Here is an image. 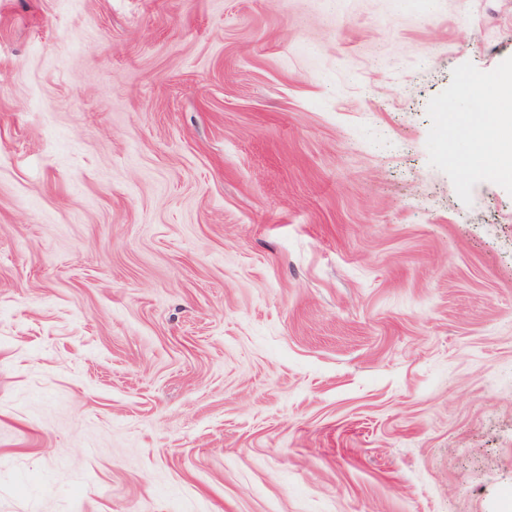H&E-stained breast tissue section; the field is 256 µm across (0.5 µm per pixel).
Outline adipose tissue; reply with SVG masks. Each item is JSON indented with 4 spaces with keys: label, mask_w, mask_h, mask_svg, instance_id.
<instances>
[{
    "label": "adipose tissue",
    "mask_w": 512,
    "mask_h": 512,
    "mask_svg": "<svg viewBox=\"0 0 512 512\" xmlns=\"http://www.w3.org/2000/svg\"><path fill=\"white\" fill-rule=\"evenodd\" d=\"M499 103L498 95H483L460 133L469 163L497 175L512 173V117L500 112Z\"/></svg>",
    "instance_id": "obj_1"
}]
</instances>
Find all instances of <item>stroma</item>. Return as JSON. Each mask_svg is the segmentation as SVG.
Returning <instances> with one entry per match:
<instances>
[{
  "mask_svg": "<svg viewBox=\"0 0 512 512\" xmlns=\"http://www.w3.org/2000/svg\"><path fill=\"white\" fill-rule=\"evenodd\" d=\"M512 0H0V512H512ZM479 108L469 117L468 124L459 132L468 146L467 159L473 166L496 175L512 173V116L498 112L496 93L482 96ZM492 137L490 142L487 138Z\"/></svg>",
  "mask_w": 512,
  "mask_h": 512,
  "instance_id": "obj_1",
  "label": "stroma"
}]
</instances>
